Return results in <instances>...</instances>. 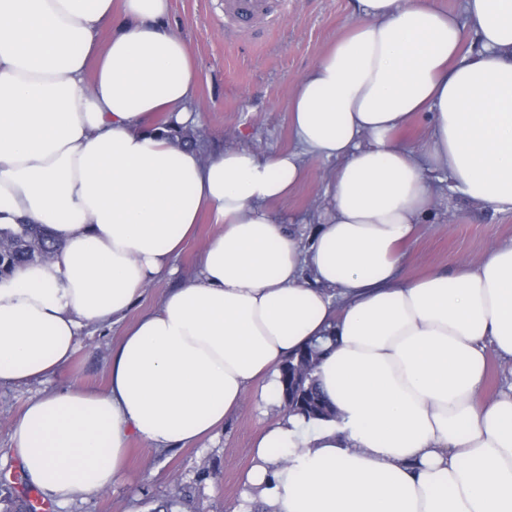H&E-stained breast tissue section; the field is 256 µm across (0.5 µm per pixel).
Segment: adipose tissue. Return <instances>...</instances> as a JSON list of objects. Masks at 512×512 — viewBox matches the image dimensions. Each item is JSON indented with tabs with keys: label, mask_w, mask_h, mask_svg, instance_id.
I'll return each mask as SVG.
<instances>
[{
	"label": "adipose tissue",
	"mask_w": 512,
	"mask_h": 512,
	"mask_svg": "<svg viewBox=\"0 0 512 512\" xmlns=\"http://www.w3.org/2000/svg\"><path fill=\"white\" fill-rule=\"evenodd\" d=\"M463 9L356 0L291 96L295 149L207 158L157 122H197L170 0H0V224L62 245L0 281V385L67 371L86 326L175 275L201 215L221 227L196 276L126 330L103 390L23 406L13 452L44 500L112 487L130 438L176 449L250 392L279 402L282 364L330 331L316 377L339 419L269 423L231 512L257 497L272 512H512V393L480 398L489 351L512 360V242L452 273L401 272L434 173L512 213V0ZM308 157L336 167L305 236L274 205Z\"/></svg>",
	"instance_id": "obj_1"
}]
</instances>
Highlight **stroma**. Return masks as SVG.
<instances>
[{"label": "stroma", "instance_id": "1", "mask_svg": "<svg viewBox=\"0 0 512 512\" xmlns=\"http://www.w3.org/2000/svg\"><path fill=\"white\" fill-rule=\"evenodd\" d=\"M354 19L353 0H288V10L266 28L261 39L232 34L224 22V0H171L170 21L188 41L197 61V87L191 103L204 156L229 148L260 155L294 148L288 101L300 79L330 41ZM302 183L278 204L282 223L313 228L326 200L335 165L306 159ZM441 192L428 223L420 225L402 269L419 277L440 268L454 271L459 262L480 259L493 246L512 240V214H498L451 187L441 173ZM219 225L198 224L195 238L175 260L179 276L151 283L127 311L123 322L90 327L66 373L53 378L50 390L78 381L92 390L108 382L112 349L126 326L151 313L163 296L192 278L205 243ZM41 384L0 386V475L17 473L10 453L12 426L23 404L42 392ZM280 404L262 406L249 396L225 417L212 439L156 452L132 440L127 467L112 488L98 495L52 507L51 512H153L176 492L189 495L186 512H229L243 493V477L253 463L254 444L267 424L281 417Z\"/></svg>", "mask_w": 512, "mask_h": 512}]
</instances>
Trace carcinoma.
<instances>
[{
  "mask_svg": "<svg viewBox=\"0 0 512 512\" xmlns=\"http://www.w3.org/2000/svg\"><path fill=\"white\" fill-rule=\"evenodd\" d=\"M61 249L41 224H7L0 227V277L35 262H43ZM321 350L309 344L290 357L281 369L280 397L286 412L307 420H332L336 408L322 393L315 372ZM4 512H34L28 496L20 490L18 478L0 477V504Z\"/></svg>",
  "mask_w": 512,
  "mask_h": 512,
  "instance_id": "carcinoma-1",
  "label": "carcinoma"
}]
</instances>
